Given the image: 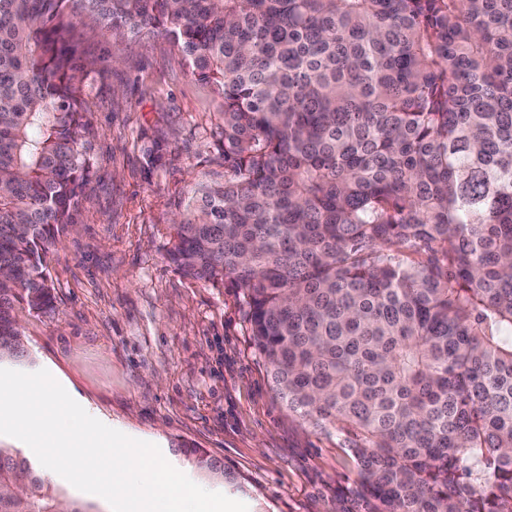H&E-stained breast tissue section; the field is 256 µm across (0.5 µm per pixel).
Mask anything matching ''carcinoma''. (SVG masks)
I'll return each mask as SVG.
<instances>
[{"label":"carcinoma","instance_id":"1","mask_svg":"<svg viewBox=\"0 0 512 512\" xmlns=\"http://www.w3.org/2000/svg\"><path fill=\"white\" fill-rule=\"evenodd\" d=\"M81 16L165 34L224 100V183L171 225L244 291L277 397L369 512H512V0H0V362L94 169ZM184 463L224 465L182 445ZM0 512H99L0 447Z\"/></svg>","mask_w":512,"mask_h":512}]
</instances>
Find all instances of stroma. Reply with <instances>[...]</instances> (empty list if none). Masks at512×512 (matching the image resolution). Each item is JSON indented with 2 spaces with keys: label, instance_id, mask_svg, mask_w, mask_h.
<instances>
[{
  "label": "stroma",
  "instance_id": "1",
  "mask_svg": "<svg viewBox=\"0 0 512 512\" xmlns=\"http://www.w3.org/2000/svg\"><path fill=\"white\" fill-rule=\"evenodd\" d=\"M95 169L50 265L56 312L20 308L29 360L105 425L159 446L205 448L229 477L201 487L249 512H367L344 435L288 411L256 349L241 289L183 273L169 221L198 184L224 180L223 100L172 42L77 22ZM157 151L156 165L146 163Z\"/></svg>",
  "mask_w": 512,
  "mask_h": 512
}]
</instances>
